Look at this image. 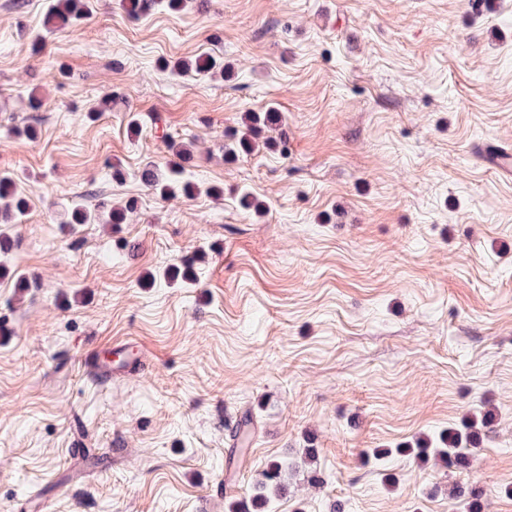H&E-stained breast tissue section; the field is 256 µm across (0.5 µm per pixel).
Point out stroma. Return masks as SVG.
<instances>
[{
	"mask_svg": "<svg viewBox=\"0 0 512 512\" xmlns=\"http://www.w3.org/2000/svg\"><path fill=\"white\" fill-rule=\"evenodd\" d=\"M46 7L0 0V171L29 194L0 261L32 283L0 277V512H226L225 475L245 498L273 459L293 470L267 512H451L455 486L512 512V179L482 164L512 151V0H210L137 20L94 0L39 45ZM200 55L233 78L160 66ZM269 104L287 153L224 163L225 129ZM149 113L191 144L201 194L140 183L168 159L157 130H128ZM78 197L135 210L73 228ZM190 258L195 287L165 278ZM121 341L136 360L95 375L86 356ZM489 408L466 470L395 451Z\"/></svg>",
	"mask_w": 512,
	"mask_h": 512,
	"instance_id": "stroma-1",
	"label": "stroma"
}]
</instances>
